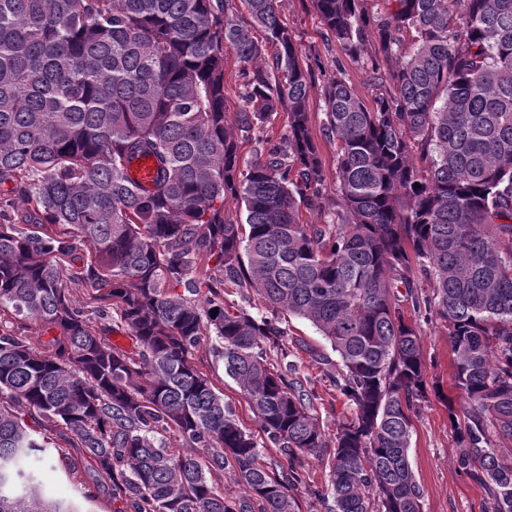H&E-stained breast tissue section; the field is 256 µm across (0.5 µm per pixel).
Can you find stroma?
<instances>
[{"mask_svg": "<svg viewBox=\"0 0 512 512\" xmlns=\"http://www.w3.org/2000/svg\"><path fill=\"white\" fill-rule=\"evenodd\" d=\"M280 12L284 23L293 31L302 60L312 74L315 88L309 96L308 110L325 175V200L320 205L304 207L302 221L306 224H330L336 219V141L324 136L322 131L323 103L318 87L324 74L340 68L348 85L363 100L372 101L376 90L363 60L327 36L312 0H281ZM288 334L304 342L302 349L293 351L291 359L297 364L300 375L309 378L319 390L322 402L317 412L321 426L327 432H335L337 424L350 417L351 410L338 391L324 386L321 372L311 357L315 351L330 353V345L311 323L294 316L288 319ZM422 345L425 357L435 360L428 373L441 389L440 394L430 395L413 415L409 458L423 491L422 512H486L487 503L481 489L460 477L453 465L455 448L448 435V413L442 399L457 397L458 392L452 378L451 345L441 321L423 325ZM194 361L211 378L216 389L223 393L240 421L247 428L257 429L258 424L247 402L237 385L225 376L223 361L209 343L200 345ZM47 435L53 446L62 448L67 454V464L75 467L71 474L66 473L65 464L42 468L41 477L48 493L57 499L78 502L87 492L93 496L92 501L87 502L89 512H119L120 502L114 501L106 490L97 486L92 473L81 465L79 453L67 442L68 430L61 426L51 427Z\"/></svg>", "mask_w": 512, "mask_h": 512, "instance_id": "stroma-1", "label": "stroma"}]
</instances>
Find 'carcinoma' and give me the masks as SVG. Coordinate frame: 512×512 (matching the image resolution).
Masks as SVG:
<instances>
[{"label":"carcinoma","instance_id":"cac0c4a2","mask_svg":"<svg viewBox=\"0 0 512 512\" xmlns=\"http://www.w3.org/2000/svg\"><path fill=\"white\" fill-rule=\"evenodd\" d=\"M279 2L0 0V309L49 334L38 348L0 327V512H80L43 494L54 453L31 411L72 433L119 512H297L301 489L327 512H421L409 448L412 412L439 391L422 346L433 318L462 399L443 398L456 472L512 512V0H380L383 14L313 0L380 90L366 103L340 69L321 87L334 224L300 222L325 176ZM240 3L264 42L232 18ZM228 52L252 66L237 129L264 151L244 172ZM280 111L276 144L261 133ZM144 153L159 167L149 193L125 173ZM65 259L86 305L62 283ZM228 283L264 311L227 300ZM287 314L336 355H313L352 411L332 434L288 361ZM95 317L118 320L135 353ZM205 336L265 441L193 361ZM172 429L190 451L166 446ZM269 444L280 458L265 465ZM324 452L318 486L299 458ZM227 468L244 494L216 483Z\"/></svg>","mask_w":512,"mask_h":512}]
</instances>
